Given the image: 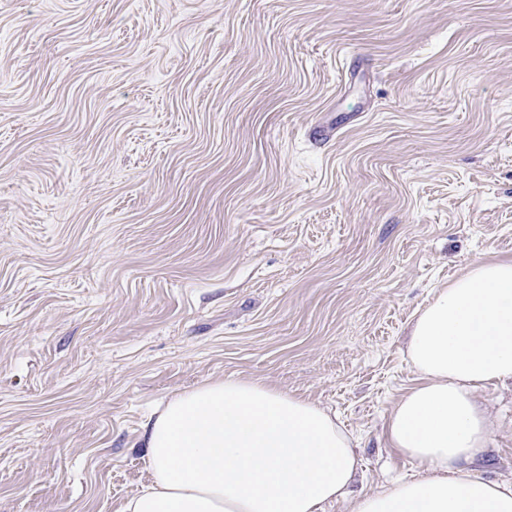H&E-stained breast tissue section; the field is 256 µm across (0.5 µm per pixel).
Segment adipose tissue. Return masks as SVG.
Returning <instances> with one entry per match:
<instances>
[{
  "label": "adipose tissue",
  "instance_id": "ef3b65f1",
  "mask_svg": "<svg viewBox=\"0 0 512 512\" xmlns=\"http://www.w3.org/2000/svg\"><path fill=\"white\" fill-rule=\"evenodd\" d=\"M404 354L416 379L385 433L419 475L356 497L351 512H512V484L476 468L494 423L475 399L512 381V259L475 263L438 289ZM139 440L151 482L122 512H324L358 469L335 413L235 377L177 393Z\"/></svg>",
  "mask_w": 512,
  "mask_h": 512
}]
</instances>
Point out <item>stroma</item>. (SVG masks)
I'll use <instances>...</instances> for the list:
<instances>
[{
    "instance_id": "1",
    "label": "stroma",
    "mask_w": 512,
    "mask_h": 512,
    "mask_svg": "<svg viewBox=\"0 0 512 512\" xmlns=\"http://www.w3.org/2000/svg\"><path fill=\"white\" fill-rule=\"evenodd\" d=\"M508 258L512 0H0V512H121L146 418L230 376L336 412L350 512L418 474L413 316Z\"/></svg>"
}]
</instances>
